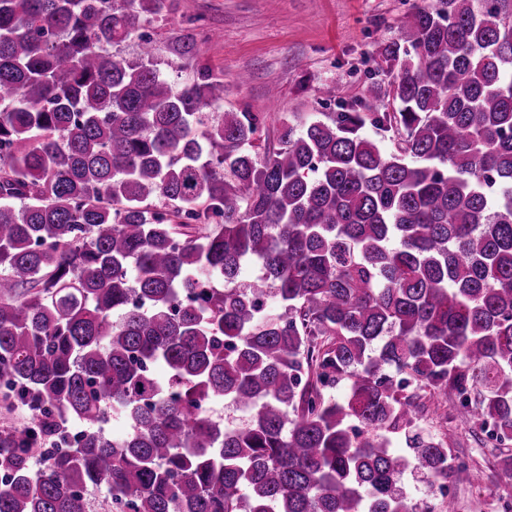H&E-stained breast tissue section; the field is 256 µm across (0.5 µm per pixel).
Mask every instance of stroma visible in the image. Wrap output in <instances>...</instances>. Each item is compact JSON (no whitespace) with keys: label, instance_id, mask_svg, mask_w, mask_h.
I'll return each instance as SVG.
<instances>
[{"label":"stroma","instance_id":"1","mask_svg":"<svg viewBox=\"0 0 512 512\" xmlns=\"http://www.w3.org/2000/svg\"><path fill=\"white\" fill-rule=\"evenodd\" d=\"M423 0H170L143 27L155 47L159 72L182 86L208 75L223 82L224 112H266L269 136L281 118L305 126L325 107L316 90L336 89L339 100L361 98L380 45ZM198 48L184 54V44ZM426 432L442 437L453 456L482 470L479 484H449L456 512H472L512 499V476L498 467V450L477 427L449 411L447 424L424 419Z\"/></svg>","mask_w":512,"mask_h":512}]
</instances>
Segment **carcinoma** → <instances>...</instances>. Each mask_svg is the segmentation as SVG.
<instances>
[{"label": "carcinoma", "instance_id": "1", "mask_svg": "<svg viewBox=\"0 0 512 512\" xmlns=\"http://www.w3.org/2000/svg\"><path fill=\"white\" fill-rule=\"evenodd\" d=\"M167 2L0 0V399L30 415L0 512H419L408 471L480 480L419 422L451 395L512 441V0L416 8L392 111L375 81L261 154L223 84L112 54Z\"/></svg>", "mask_w": 512, "mask_h": 512}]
</instances>
